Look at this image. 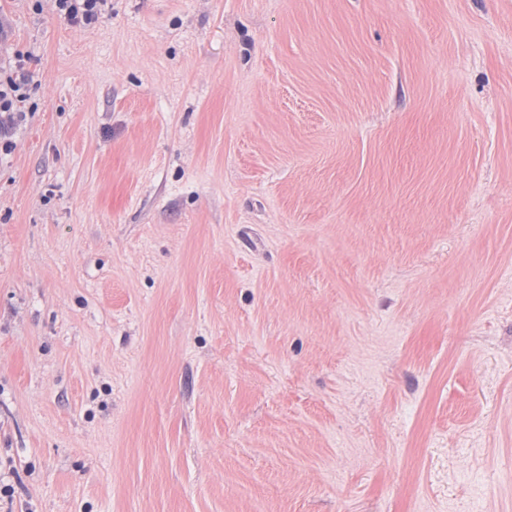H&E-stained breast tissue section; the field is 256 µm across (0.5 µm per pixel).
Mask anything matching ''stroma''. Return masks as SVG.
<instances>
[{
  "instance_id": "1",
  "label": "stroma",
  "mask_w": 512,
  "mask_h": 512,
  "mask_svg": "<svg viewBox=\"0 0 512 512\" xmlns=\"http://www.w3.org/2000/svg\"><path fill=\"white\" fill-rule=\"evenodd\" d=\"M0 22V512H512V0ZM32 82L24 55H15L5 66L0 64V157L12 149L9 129L26 117L24 105Z\"/></svg>"
}]
</instances>
